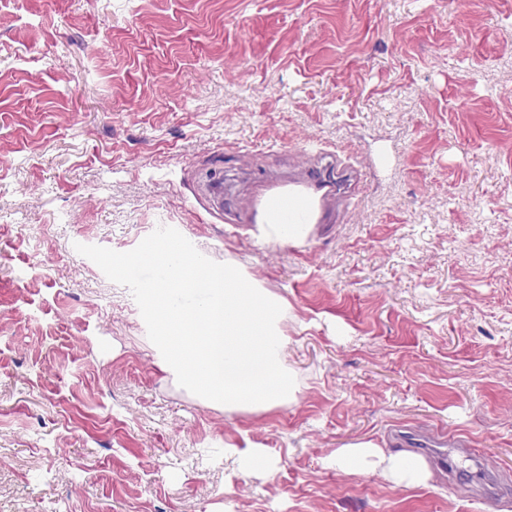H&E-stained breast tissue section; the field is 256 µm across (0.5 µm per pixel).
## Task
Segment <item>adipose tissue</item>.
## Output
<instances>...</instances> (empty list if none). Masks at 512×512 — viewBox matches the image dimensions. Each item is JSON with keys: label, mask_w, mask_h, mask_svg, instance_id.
<instances>
[{"label": "adipose tissue", "mask_w": 512, "mask_h": 512, "mask_svg": "<svg viewBox=\"0 0 512 512\" xmlns=\"http://www.w3.org/2000/svg\"><path fill=\"white\" fill-rule=\"evenodd\" d=\"M307 205L301 200H275L268 206V219L259 227L263 240L294 242L306 237L310 224L305 221ZM336 467L353 472L381 470L385 477L398 486H417L426 482L429 471L418 457L385 453L373 442H361L338 449L330 459Z\"/></svg>", "instance_id": "ef3b65f1"}]
</instances>
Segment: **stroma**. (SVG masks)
<instances>
[{
    "instance_id": "stroma-1",
    "label": "stroma",
    "mask_w": 512,
    "mask_h": 512,
    "mask_svg": "<svg viewBox=\"0 0 512 512\" xmlns=\"http://www.w3.org/2000/svg\"><path fill=\"white\" fill-rule=\"evenodd\" d=\"M294 148L364 167L345 221L226 223ZM160 225L281 301L293 399L181 388L75 250ZM400 428L469 439L512 512V0H0V512H484L329 465ZM238 456L240 464L247 470L262 469L267 470L271 466V461L263 448H256L247 445L244 448L230 446L225 448V452Z\"/></svg>"
}]
</instances>
